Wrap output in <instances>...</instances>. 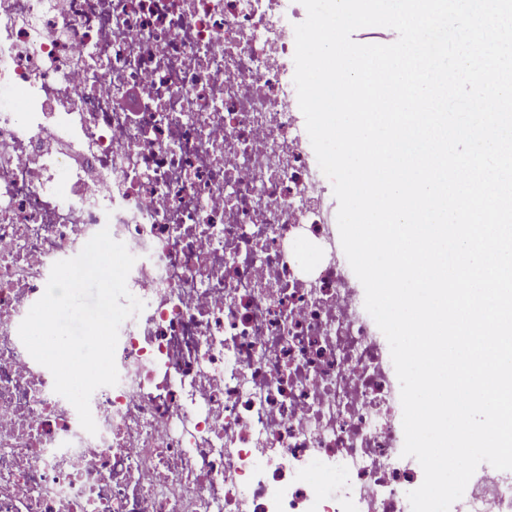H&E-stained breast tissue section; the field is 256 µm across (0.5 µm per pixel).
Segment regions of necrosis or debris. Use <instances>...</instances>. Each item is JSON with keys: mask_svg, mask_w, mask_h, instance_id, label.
Masks as SVG:
<instances>
[{"mask_svg": "<svg viewBox=\"0 0 512 512\" xmlns=\"http://www.w3.org/2000/svg\"><path fill=\"white\" fill-rule=\"evenodd\" d=\"M296 15L0 0V512H411L390 350L297 118ZM105 228L145 308L92 435L18 327ZM455 512H512V477L483 465Z\"/></svg>", "mask_w": 512, "mask_h": 512, "instance_id": "1", "label": "necrosis or debris"}]
</instances>
